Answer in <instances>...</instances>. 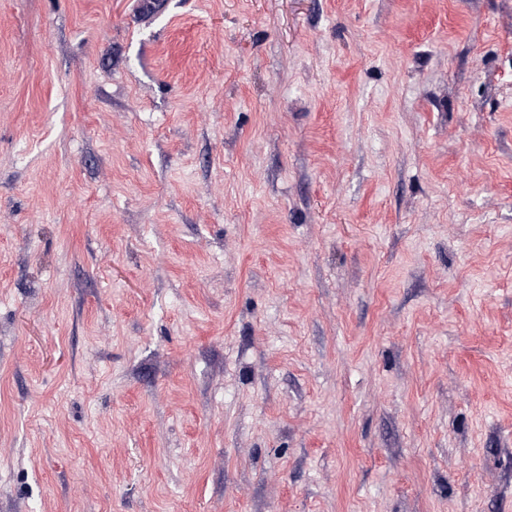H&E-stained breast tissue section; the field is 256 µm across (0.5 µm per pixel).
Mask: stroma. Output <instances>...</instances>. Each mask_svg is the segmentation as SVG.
<instances>
[{"mask_svg": "<svg viewBox=\"0 0 512 512\" xmlns=\"http://www.w3.org/2000/svg\"><path fill=\"white\" fill-rule=\"evenodd\" d=\"M0 512H512V0H0Z\"/></svg>", "mask_w": 512, "mask_h": 512, "instance_id": "1", "label": "stroma"}]
</instances>
